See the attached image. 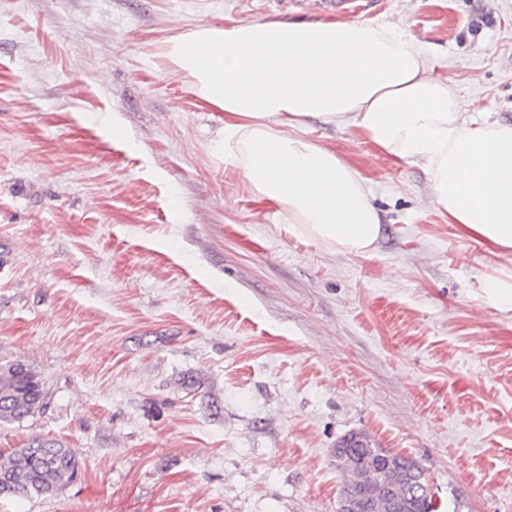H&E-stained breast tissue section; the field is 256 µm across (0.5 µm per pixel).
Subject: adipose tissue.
Instances as JSON below:
<instances>
[{"instance_id":"ef3b65f1","label":"adipose tissue","mask_w":512,"mask_h":512,"mask_svg":"<svg viewBox=\"0 0 512 512\" xmlns=\"http://www.w3.org/2000/svg\"><path fill=\"white\" fill-rule=\"evenodd\" d=\"M166 56L224 114L214 145L290 228L343 253L367 251L380 217L360 174L303 134L347 124L395 161L420 166L434 207L460 234L512 249V123L469 117L402 28L264 20L200 27Z\"/></svg>"}]
</instances>
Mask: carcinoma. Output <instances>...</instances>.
Returning a JSON list of instances; mask_svg holds the SVG:
<instances>
[{"label":"carcinoma","mask_w":512,"mask_h":512,"mask_svg":"<svg viewBox=\"0 0 512 512\" xmlns=\"http://www.w3.org/2000/svg\"><path fill=\"white\" fill-rule=\"evenodd\" d=\"M46 405L42 376L29 364L14 360L0 364V423L20 422ZM356 441L345 454L336 456V469L345 477L342 490L357 495L351 466L357 459L377 458L385 453L390 470L396 475L394 488L406 512H436L435 504L420 491L428 482L424 469L413 459L381 449L363 434L350 433ZM79 471L72 449L53 440L34 437L22 448L0 453V497L26 500L33 496L54 494L73 482Z\"/></svg>","instance_id":"cac0c4a2"}]
</instances>
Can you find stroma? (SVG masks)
Wrapping results in <instances>:
<instances>
[{
  "label": "stroma",
  "mask_w": 512,
  "mask_h": 512,
  "mask_svg": "<svg viewBox=\"0 0 512 512\" xmlns=\"http://www.w3.org/2000/svg\"><path fill=\"white\" fill-rule=\"evenodd\" d=\"M317 0H0V363L48 407L0 424L73 448L75 482L0 512H337L363 433L443 512H512V250L434 209L356 128L308 137L381 219L364 254L289 231L213 145L221 112L163 57L198 27L322 20ZM470 112L512 122V0H370ZM120 135H113V128ZM201 385L182 389V377Z\"/></svg>",
  "instance_id": "stroma-1"
}]
</instances>
